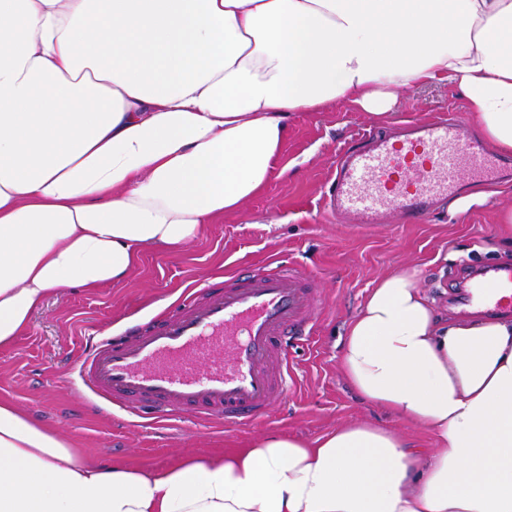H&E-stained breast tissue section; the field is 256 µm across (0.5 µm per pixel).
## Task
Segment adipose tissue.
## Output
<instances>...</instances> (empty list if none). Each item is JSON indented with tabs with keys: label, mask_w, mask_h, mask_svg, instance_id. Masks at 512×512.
<instances>
[{
	"label": "adipose tissue",
	"mask_w": 512,
	"mask_h": 512,
	"mask_svg": "<svg viewBox=\"0 0 512 512\" xmlns=\"http://www.w3.org/2000/svg\"><path fill=\"white\" fill-rule=\"evenodd\" d=\"M458 88L512 152V0H0V347L48 295L128 278L268 183L288 118ZM351 421L133 467L0 399V512H512V316L440 321L415 272L347 322Z\"/></svg>",
	"instance_id": "ef3b65f1"
}]
</instances>
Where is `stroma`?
<instances>
[{"label":"stroma","mask_w":512,"mask_h":512,"mask_svg":"<svg viewBox=\"0 0 512 512\" xmlns=\"http://www.w3.org/2000/svg\"><path fill=\"white\" fill-rule=\"evenodd\" d=\"M444 113L475 131L462 97L447 86L407 90L381 118L345 99L296 113L288 121L282 156L293 163L292 172L272 177L239 214L205 225L182 251L146 249L122 284L73 286L49 295L27 331L0 349V398L59 430L75 447L139 467L221 453L269 431L313 440L353 419L397 429L420 447H431L424 430L360 401L341 371L338 342L376 280L401 269L416 270L441 312L461 315L454 301L457 271L512 267V255L497 250V216L512 210V180L494 185L487 202L458 216L444 211L405 224L393 215L371 229L333 222L322 210L321 194L337 153L354 146L364 132H390L402 122ZM280 261L310 273L319 297L308 340L289 350L293 381L280 405L240 427L93 408L79 372L89 336L123 335L205 281L242 269L259 272Z\"/></svg>","instance_id":"1"}]
</instances>
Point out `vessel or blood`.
I'll list each match as a JSON object with an SVG mask.
<instances>
[{
	"label": "vessel or blood",
	"mask_w": 512,
	"mask_h": 512,
	"mask_svg": "<svg viewBox=\"0 0 512 512\" xmlns=\"http://www.w3.org/2000/svg\"><path fill=\"white\" fill-rule=\"evenodd\" d=\"M505 174L512 162L487 158L458 119L442 115L341 153L323 207L340 224L376 226L393 213L415 222L464 179ZM467 301L484 313L511 312L512 269L474 280ZM315 307L311 279L296 266L231 276L179 299L155 323L96 343L82 378L110 407L237 426L280 402L288 345L309 336Z\"/></svg>",
	"instance_id": "obj_1"
}]
</instances>
